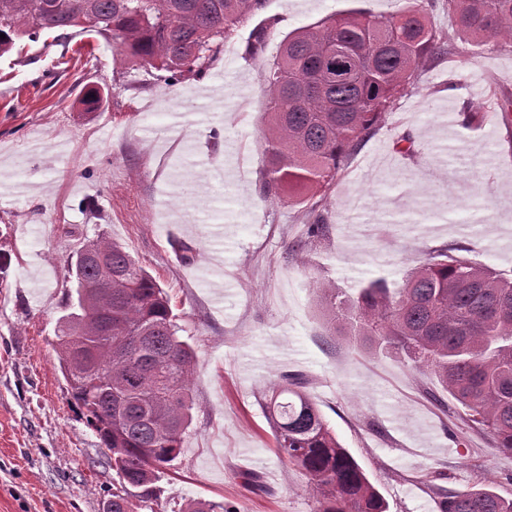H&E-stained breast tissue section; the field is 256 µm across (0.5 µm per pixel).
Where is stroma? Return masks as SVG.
Returning a JSON list of instances; mask_svg holds the SVG:
<instances>
[{
    "label": "stroma",
    "instance_id": "35a3bbf8",
    "mask_svg": "<svg viewBox=\"0 0 512 512\" xmlns=\"http://www.w3.org/2000/svg\"><path fill=\"white\" fill-rule=\"evenodd\" d=\"M408 0H267L225 41L211 75L172 82L117 60L111 44L37 42L0 57V512H106L114 473L106 448L68 394L56 333L68 261L105 234L167 291L180 336L196 351L193 421L160 473L161 512L185 500L226 512H315L307 478L276 454L259 394L283 375L306 391L365 468L389 512H440L424 472L450 490L491 482L512 498V455L473 432L463 409L408 359L329 335L316 283L357 293L399 286L439 246L512 277V126L490 96L512 98V51L432 61L385 125L352 156L327 198L328 241L296 258L311 202L262 198L260 137L266 57L244 54L274 20L268 51L298 28L358 7L395 14ZM246 84L245 100L186 127L160 100L185 101L213 76ZM103 99L86 105L90 89ZM457 91L474 127L448 126ZM407 136L413 151L394 147ZM69 154H58L57 142ZM462 211L463 224L449 214ZM192 250L182 262L177 243ZM257 475L254 493L242 476Z\"/></svg>",
    "mask_w": 512,
    "mask_h": 512
}]
</instances>
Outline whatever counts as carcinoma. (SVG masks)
<instances>
[{
    "instance_id": "carcinoma-1",
    "label": "carcinoma",
    "mask_w": 512,
    "mask_h": 512,
    "mask_svg": "<svg viewBox=\"0 0 512 512\" xmlns=\"http://www.w3.org/2000/svg\"><path fill=\"white\" fill-rule=\"evenodd\" d=\"M266 0H91L94 18L78 24L84 0H0V56L24 41L99 36L120 59L170 74L201 77L224 40ZM434 0H410L398 14L350 8L289 33L263 71L265 167L260 193L288 198L326 195L362 143L385 122L390 104L414 85L429 60L452 58L450 36L480 53L512 48V0H445L453 34L432 26ZM267 25L252 31L245 52L266 48ZM316 214L302 247L329 237ZM67 310L58 327L60 371L75 405L110 453L118 487L107 512L158 504V474L182 451L192 422L194 348L178 336L171 298L117 243L99 235L67 266ZM332 336H348L402 354L429 372L465 410L491 445L512 454V278H503L443 246L411 269L402 285L383 279L355 295L315 285ZM112 330V337L105 331ZM277 454L307 478L316 512H388L364 469L337 440L301 378L264 392ZM422 480L441 512H512V499L488 488L453 492ZM192 500L179 512H222Z\"/></svg>"
}]
</instances>
